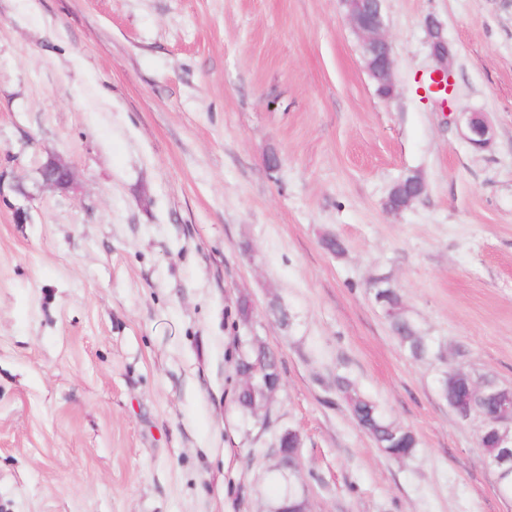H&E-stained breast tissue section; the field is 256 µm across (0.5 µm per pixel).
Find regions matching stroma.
Listing matches in <instances>:
<instances>
[{
	"instance_id": "stroma-1",
	"label": "stroma",
	"mask_w": 512,
	"mask_h": 512,
	"mask_svg": "<svg viewBox=\"0 0 512 512\" xmlns=\"http://www.w3.org/2000/svg\"><path fill=\"white\" fill-rule=\"evenodd\" d=\"M382 6L388 101L340 0H0V512H267L285 427L311 512H512L437 385L452 364L512 387V0ZM50 156L72 189L43 186ZM411 172L424 196L388 214ZM383 278L439 358L400 346ZM253 336L281 371L256 417L234 394ZM425 28L429 35L430 52L434 63L426 85L442 106L447 102L445 97L448 94L446 80L434 77H446L448 85L451 83L452 74L449 66L451 64V49L444 37L441 23L433 17H428L425 21ZM468 114V115H467ZM464 118V139L475 150H482L490 146L494 130L489 121L478 112L462 113ZM343 388L355 420L379 448L394 459L412 455L417 445L412 432L396 424L374 401L360 394L350 383L344 382Z\"/></svg>"
}]
</instances>
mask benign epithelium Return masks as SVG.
I'll return each mask as SVG.
<instances>
[{
    "label": "benign epithelium",
    "instance_id": "benign-epithelium-1",
    "mask_svg": "<svg viewBox=\"0 0 512 512\" xmlns=\"http://www.w3.org/2000/svg\"><path fill=\"white\" fill-rule=\"evenodd\" d=\"M353 31L361 41L362 55L366 69L377 84L380 97L389 100L395 94L393 80L394 59L392 45L385 32L386 23L382 14V0H341ZM429 35L434 77L452 79L450 70L451 49L443 34V27L436 19L429 17L425 21ZM464 118V139L476 150L490 146L494 130L489 121L478 112L462 113ZM42 183L48 187L67 190L74 184L70 167L62 160L50 156L39 168ZM411 187V191L395 205H386L390 214L398 215L419 201L426 191L422 176L409 173L393 185L391 192L396 195L400 190ZM452 378L457 381L452 410L462 421L474 415L475 402L483 395L486 382L478 379L474 373L460 368ZM489 396L494 399L496 414L491 420L481 422L479 438L492 434L497 438L496 447L502 449L493 465L500 467L504 463L512 464V390L497 386Z\"/></svg>",
    "mask_w": 512,
    "mask_h": 512
}]
</instances>
